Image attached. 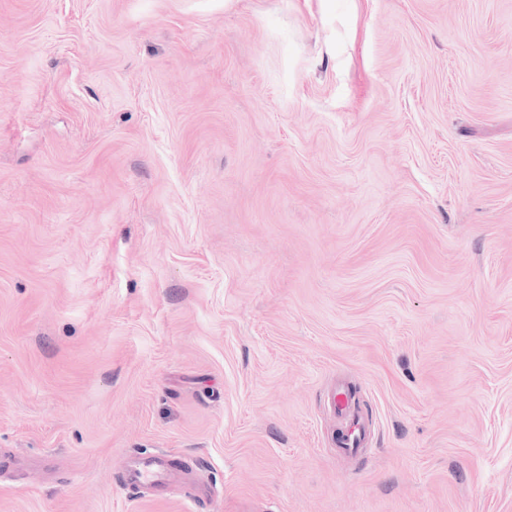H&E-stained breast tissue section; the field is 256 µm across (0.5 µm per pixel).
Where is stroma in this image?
<instances>
[{
    "label": "stroma",
    "mask_w": 512,
    "mask_h": 512,
    "mask_svg": "<svg viewBox=\"0 0 512 512\" xmlns=\"http://www.w3.org/2000/svg\"><path fill=\"white\" fill-rule=\"evenodd\" d=\"M3 454L0 512H512V0H0ZM350 398L346 388H342L333 398V407L345 422V439L340 450L346 454H356L361 448H364L367 427L361 411L356 405L352 406L349 403ZM173 476L170 459L164 454L132 458L126 467V481L135 486H163Z\"/></svg>",
    "instance_id": "35a3bbf8"
}]
</instances>
